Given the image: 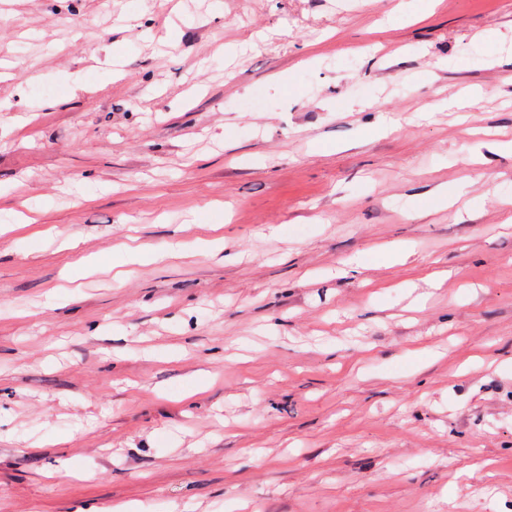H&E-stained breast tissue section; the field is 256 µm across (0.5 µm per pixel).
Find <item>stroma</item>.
Returning <instances> with one entry per match:
<instances>
[{
	"label": "stroma",
	"mask_w": 512,
	"mask_h": 512,
	"mask_svg": "<svg viewBox=\"0 0 512 512\" xmlns=\"http://www.w3.org/2000/svg\"><path fill=\"white\" fill-rule=\"evenodd\" d=\"M212 1L0 0V512H512V0Z\"/></svg>",
	"instance_id": "stroma-1"
}]
</instances>
